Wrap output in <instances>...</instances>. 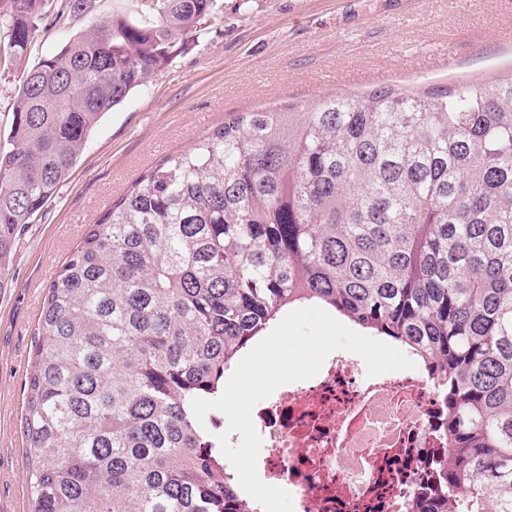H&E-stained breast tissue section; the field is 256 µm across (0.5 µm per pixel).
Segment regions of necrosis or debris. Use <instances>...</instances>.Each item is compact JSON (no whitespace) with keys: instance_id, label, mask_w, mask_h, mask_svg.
Masks as SVG:
<instances>
[{"instance_id":"1","label":"necrosis or debris","mask_w":512,"mask_h":512,"mask_svg":"<svg viewBox=\"0 0 512 512\" xmlns=\"http://www.w3.org/2000/svg\"><path fill=\"white\" fill-rule=\"evenodd\" d=\"M252 421L265 478L288 488L294 512H414L434 458L448 452L430 376L366 378L347 355L258 402Z\"/></svg>"}]
</instances>
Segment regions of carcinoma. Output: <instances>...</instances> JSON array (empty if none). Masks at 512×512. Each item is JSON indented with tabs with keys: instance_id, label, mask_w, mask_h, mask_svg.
Returning a JSON list of instances; mask_svg holds the SVG:
<instances>
[{
	"instance_id": "carcinoma-1",
	"label": "carcinoma",
	"mask_w": 512,
	"mask_h": 512,
	"mask_svg": "<svg viewBox=\"0 0 512 512\" xmlns=\"http://www.w3.org/2000/svg\"><path fill=\"white\" fill-rule=\"evenodd\" d=\"M48 0H0V61ZM75 17L96 0H64ZM214 0L114 15L27 72L0 141V285L101 119ZM417 357L453 452L417 512H512V75L240 112L89 225L45 287L24 413L32 512H258L192 400L294 303Z\"/></svg>"
}]
</instances>
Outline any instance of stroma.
Here are the masks:
<instances>
[{"instance_id": "35a3bbf8", "label": "stroma", "mask_w": 512, "mask_h": 512, "mask_svg": "<svg viewBox=\"0 0 512 512\" xmlns=\"http://www.w3.org/2000/svg\"><path fill=\"white\" fill-rule=\"evenodd\" d=\"M51 15L29 55L0 64V134L25 71L114 13L156 18L144 0H97L91 18ZM170 63L107 113L60 193L18 240L0 290V512H29L22 417L45 286L84 231L147 169L239 112L307 108L339 93L424 91L512 73L507 0H217Z\"/></svg>"}]
</instances>
